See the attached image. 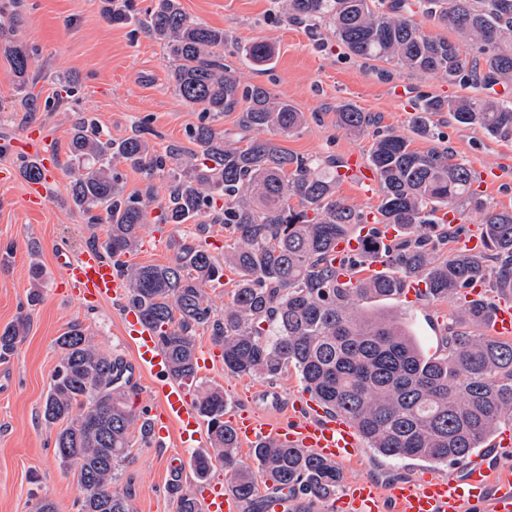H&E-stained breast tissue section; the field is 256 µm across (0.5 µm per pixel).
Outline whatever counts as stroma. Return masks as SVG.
Here are the masks:
<instances>
[{
    "instance_id": "obj_1",
    "label": "stroma",
    "mask_w": 512,
    "mask_h": 512,
    "mask_svg": "<svg viewBox=\"0 0 512 512\" xmlns=\"http://www.w3.org/2000/svg\"><path fill=\"white\" fill-rule=\"evenodd\" d=\"M191 18L223 30L226 47L263 41L273 55L263 65L242 64L228 57L244 86L260 85L288 101L304 115L294 135L278 138L288 153L304 158L368 157L372 131L355 133L338 126L336 114L349 104L380 118L379 128L411 134L413 105L420 95L455 98L470 90L434 73L413 72L390 63L360 59L337 41L327 24L292 21L275 15L272 0H179ZM0 11L15 16L21 36L36 48L26 83H19L9 58L0 52V143L31 128L47 136L58 157V177L49 204L29 209L25 179L0 180V249L12 246L8 262L0 263V328L21 311L31 313L26 338L8 359L0 360V512H34L36 502L53 503L55 512H79L82 498L76 472L63 466L54 445L57 429L42 416L60 354L56 339L71 324H82L100 350L134 364L132 345L121 334V311L111 302L78 305L63 294V279L54 267L56 252L79 254L91 239H105L108 223L87 224L70 199L67 144L78 117L86 116L112 139L128 136L147 121V138L156 150L172 143L187 144L186 132L199 124V108L185 104L172 86L174 63L162 41L136 26L116 24L103 16L102 0H0ZM405 85L404 99L389 88ZM445 146L458 160L482 172L499 169V184L482 189L498 208L512 209V137L487 134L477 126L455 122L439 125ZM169 229L146 223L138 250L128 261L167 265L174 258ZM42 276L33 279L32 266ZM39 288L42 299L28 308L27 295ZM461 305L455 298L427 299L415 304L396 298L381 302L358 300L357 314L395 319L416 337L424 354L444 350L450 317ZM197 346L212 349L213 368L199 375L198 388L222 389L228 411L249 406L255 411L288 414L302 384L294 368L276 379L237 376L225 371L220 348L211 332L198 328ZM129 458L118 468L116 487L127 495L132 512H177L169 492L180 478L184 492L198 490L190 469V451L176 439L157 448L132 427ZM447 463L433 465L386 459L362 448L347 479L378 482L415 480L432 471L447 475Z\"/></svg>"
}]
</instances>
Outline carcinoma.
<instances>
[{
	"mask_svg": "<svg viewBox=\"0 0 512 512\" xmlns=\"http://www.w3.org/2000/svg\"><path fill=\"white\" fill-rule=\"evenodd\" d=\"M112 23L134 22L161 40L176 62L175 93L205 113L239 111L243 130H271L282 137L302 124V113L258 85L241 86L224 63V30L189 17L178 0H155L142 18L127 5L106 0ZM292 20L325 21L336 38L358 57L395 63L412 71L441 73L458 83L512 86V0H423L422 14L442 29L431 33L411 19L410 0H279ZM468 53H463L462 47ZM3 52L20 79L28 75L33 48L18 34ZM245 59L265 62L272 48L255 42ZM462 125H477L496 137L512 135V100L495 97L424 96L412 128L435 137L432 117L442 113ZM341 127L364 131L375 121L352 106L338 112ZM187 139L164 152L154 150L143 126L114 141L94 124H74L69 152L70 197L91 222L102 209L109 226L100 248L126 280L128 300L158 334L170 374L193 382L195 332L210 329L224 348V369L239 376L278 377L292 365L306 392L328 410L348 415L368 447L395 459L455 462L482 446L506 419L512 420V342L475 336L492 301L464 306L448 326L446 350L425 355L404 326L382 316L358 315L356 299L397 297L405 279L426 284L427 297L458 295L472 282L489 281L493 291L512 294V210L488 204L474 188V171L455 160L448 147L426 151L394 132H376L369 163L380 183L375 224H394L402 239L382 253L373 238L351 257L365 269L382 260L387 269L339 282L336 242L365 223V213L336 198L342 162L288 154L270 139L241 145L202 122ZM147 174L161 171L170 186L163 222L177 227L204 214L234 236L224 259L213 256L198 232L172 239L168 265H130L153 203L151 190L127 194L118 165ZM297 199L298 207L290 205ZM224 203V210L218 204ZM481 214L486 249L443 257L436 245L459 237L464 225L447 226L438 213L448 207ZM239 271L230 304L218 314L204 287L224 277V266ZM29 317L19 315L0 330V358L10 356L27 335ZM61 359L43 406V419L62 423L55 447L61 462L74 468L85 496L81 512H130L128 497L112 488L116 464L129 455L130 430L137 415L129 394L116 383L128 365L98 350L79 325L56 340ZM195 405L207 421L212 451L196 454L195 479L204 481L220 461L230 488L249 512H313L331 498L341 480L338 467L303 448L275 440L253 448L271 494L256 497L254 472L237 462L238 442L224 422V392L209 387ZM178 512H201L199 501L171 485Z\"/></svg>",
	"mask_w": 512,
	"mask_h": 512,
	"instance_id": "carcinoma-1",
	"label": "carcinoma"
}]
</instances>
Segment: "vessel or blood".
<instances>
[{"mask_svg": "<svg viewBox=\"0 0 512 512\" xmlns=\"http://www.w3.org/2000/svg\"><path fill=\"white\" fill-rule=\"evenodd\" d=\"M14 152L41 161L46 174H54L55 159L46 142L27 133L11 143ZM344 183L372 192L376 176L359 157H351L339 171ZM362 237L350 238L336 247V268L343 282L356 280L347 264L348 255L359 252ZM56 265L72 287L79 302L118 301L122 304V335L135 351L136 367L153 379L160 408L153 422V435L164 441L169 432H177L184 447L202 445V418L189 399L183 383L169 374L168 360L160 348L155 331L140 311L125 301L127 290L112 261L100 252L88 249L79 256L59 251ZM490 331L505 340L512 339V302L497 300L490 316ZM232 428L241 446L276 439L296 448H304L319 458L346 467L356 462L362 446V434L356 423L343 414L326 413L313 399L295 401L287 418L266 419L244 408L232 419ZM392 504L395 512H512V469L489 456H478L458 466L445 478L430 477L424 483L398 480L381 485L362 478L346 482L333 512H381L383 504ZM242 503L229 488L213 487L200 497L201 512H241Z\"/></svg>", "mask_w": 512, "mask_h": 512, "instance_id": "1", "label": "vessel or blood"}]
</instances>
